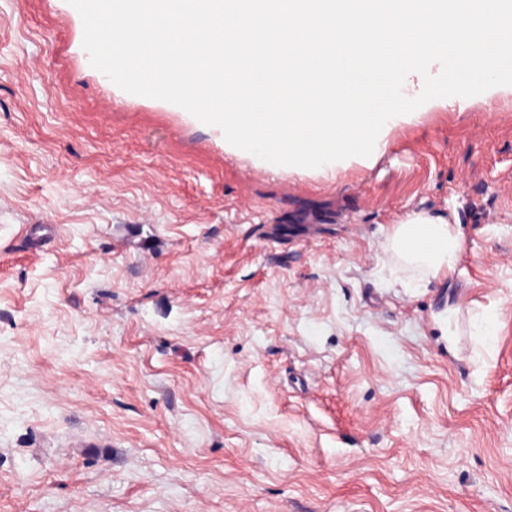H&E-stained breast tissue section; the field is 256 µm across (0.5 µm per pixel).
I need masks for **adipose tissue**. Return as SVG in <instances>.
<instances>
[{
	"label": "adipose tissue",
	"mask_w": 512,
	"mask_h": 512,
	"mask_svg": "<svg viewBox=\"0 0 512 512\" xmlns=\"http://www.w3.org/2000/svg\"><path fill=\"white\" fill-rule=\"evenodd\" d=\"M390 246L424 276L445 277L458 263L460 232L443 217L413 213L395 226Z\"/></svg>",
	"instance_id": "1"
}]
</instances>
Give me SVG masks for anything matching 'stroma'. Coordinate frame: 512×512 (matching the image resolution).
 <instances>
[{
    "label": "stroma",
    "mask_w": 512,
    "mask_h": 512,
    "mask_svg": "<svg viewBox=\"0 0 512 512\" xmlns=\"http://www.w3.org/2000/svg\"><path fill=\"white\" fill-rule=\"evenodd\" d=\"M83 36L0 0V512H512V88L273 172ZM390 246L425 277H447L458 263L460 232L442 216L413 213L395 226Z\"/></svg>",
    "instance_id": "35a3bbf8"
}]
</instances>
